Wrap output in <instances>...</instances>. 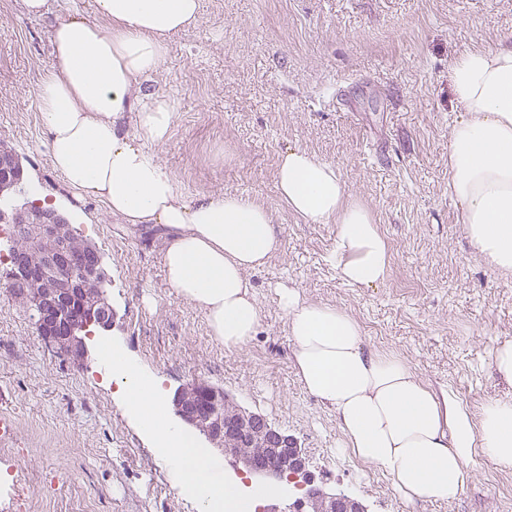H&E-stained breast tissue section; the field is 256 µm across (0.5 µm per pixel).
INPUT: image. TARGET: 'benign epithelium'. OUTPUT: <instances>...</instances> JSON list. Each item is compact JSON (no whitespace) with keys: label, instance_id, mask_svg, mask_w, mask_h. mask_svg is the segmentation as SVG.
<instances>
[{"label":"benign epithelium","instance_id":"obj_1","mask_svg":"<svg viewBox=\"0 0 512 512\" xmlns=\"http://www.w3.org/2000/svg\"><path fill=\"white\" fill-rule=\"evenodd\" d=\"M23 173L18 156H0V179H11V173ZM0 211V222L5 220ZM13 242L10 251L17 253L14 263L16 279L24 282V297L37 315L39 332L75 359L87 355L81 335H93L90 325L108 331L114 311L106 299L107 278L101 254L94 245L82 239L72 224L53 207H24L14 210ZM224 391L210 386L189 384L173 398L175 415L185 424L200 431L210 443L236 458L243 472L275 480H287L301 490L303 500L313 502L324 512H368L360 500L341 492H327L306 479L307 465L290 474L267 465L257 467L251 457L239 448L224 447Z\"/></svg>","mask_w":512,"mask_h":512}]
</instances>
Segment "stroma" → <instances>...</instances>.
Wrapping results in <instances>:
<instances>
[{"label":"stroma","mask_w":512,"mask_h":512,"mask_svg":"<svg viewBox=\"0 0 512 512\" xmlns=\"http://www.w3.org/2000/svg\"><path fill=\"white\" fill-rule=\"evenodd\" d=\"M55 19L26 18L19 0H0V143L23 166L8 201H50L98 249L115 311L107 339L161 376L167 394L193 382L222 388L297 438L315 481L369 512H512V470L489 460L471 466L457 501L409 502L377 467L342 452L335 416L294 372L277 302L278 288L291 286L336 305L360 322L366 348L400 356L471 410L512 399L492 371L496 344L512 339V276L473 250L448 195L458 116L450 67L465 49L512 42V0H201L196 26L169 38L147 84L176 105L171 138L154 148L159 161L190 195L262 203L281 241L248 274L262 319L234 349L174 296L161 239L126 228L54 169L35 87ZM292 147L335 164L372 212L390 245L384 283L344 284L326 259L335 225L306 222L280 196L277 164ZM10 240L0 228V414L16 427L0 445V512H198L115 394L97 342L84 359L66 356L10 294Z\"/></svg>","instance_id":"1"}]
</instances>
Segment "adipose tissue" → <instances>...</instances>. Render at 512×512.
<instances>
[{
	"mask_svg": "<svg viewBox=\"0 0 512 512\" xmlns=\"http://www.w3.org/2000/svg\"><path fill=\"white\" fill-rule=\"evenodd\" d=\"M94 11L93 21L60 16L50 33L52 62L36 98L52 164L128 228L157 231L175 296L202 312L216 341L245 344L261 323L247 274L280 247L271 216L234 193L186 196L153 151L172 135L175 105L144 88L164 61L169 36L197 23L200 0H94ZM450 85L459 116L449 131L448 192L474 250L508 277L512 44L462 51ZM277 188L308 223L336 226L328 260L339 278L354 288L383 283L389 243L334 164L288 149L279 158ZM277 298L304 386L335 415L346 451L387 474L403 499H459L479 458L512 470V400L471 410L451 392L423 385L401 357L365 348L361 324L344 310L307 301L292 287L279 288ZM102 356L127 412L157 439L175 486L191 491L200 512L238 501L223 463L169 422L161 378L110 343Z\"/></svg>",
	"mask_w": 512,
	"mask_h": 512,
	"instance_id": "adipose-tissue-1",
	"label": "adipose tissue"
}]
</instances>
